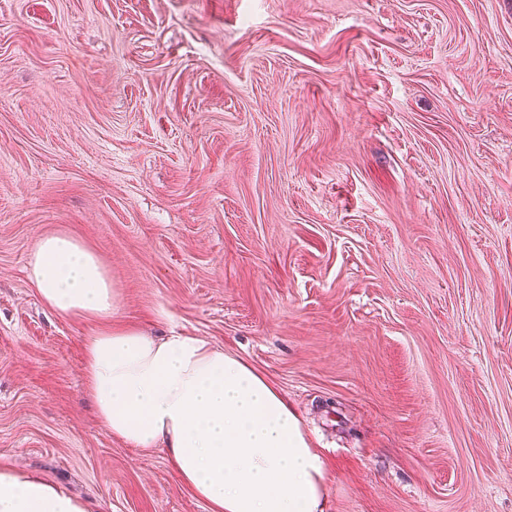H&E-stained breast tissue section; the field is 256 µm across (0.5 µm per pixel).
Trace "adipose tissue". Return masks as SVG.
<instances>
[{"mask_svg":"<svg viewBox=\"0 0 512 512\" xmlns=\"http://www.w3.org/2000/svg\"><path fill=\"white\" fill-rule=\"evenodd\" d=\"M28 279L66 317L111 318L112 284L73 236L43 238ZM86 373L97 416L134 448L163 449L209 512H325L326 472L297 414L241 358L198 336L100 331ZM0 512H87L37 477L0 469Z\"/></svg>","mask_w":512,"mask_h":512,"instance_id":"adipose-tissue-1","label":"adipose tissue"}]
</instances>
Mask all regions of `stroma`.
<instances>
[{
    "label": "stroma",
    "mask_w": 512,
    "mask_h": 512,
    "mask_svg": "<svg viewBox=\"0 0 512 512\" xmlns=\"http://www.w3.org/2000/svg\"><path fill=\"white\" fill-rule=\"evenodd\" d=\"M57 233L267 377L326 512H512V0H0V467L208 512L99 423Z\"/></svg>",
    "instance_id": "1"
}]
</instances>
